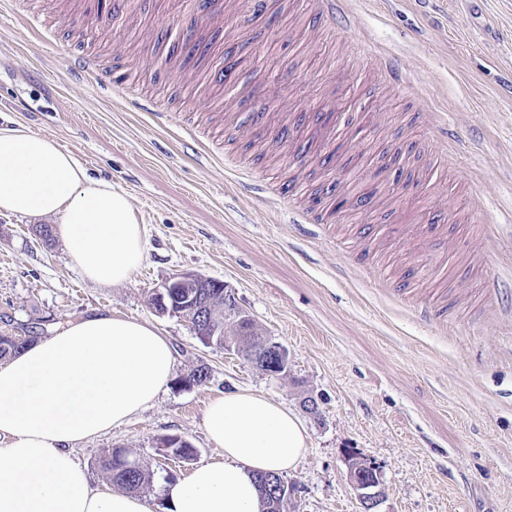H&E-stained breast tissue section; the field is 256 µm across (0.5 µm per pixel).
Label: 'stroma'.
<instances>
[{
  "label": "stroma",
  "instance_id": "35a3bbf8",
  "mask_svg": "<svg viewBox=\"0 0 512 512\" xmlns=\"http://www.w3.org/2000/svg\"><path fill=\"white\" fill-rule=\"evenodd\" d=\"M73 2L0 0V124L53 137L124 190L147 256L125 284L97 285L59 237L41 236L56 218L0 215V332L37 323L49 334L107 313L150 322L175 354V380L154 403L81 444L92 481L108 483L101 458L126 449L154 472L141 498L164 512L168 484L221 458L207 403L244 388L308 430L285 512H360L353 457L380 472L376 512H512V264L482 232L512 214V0H348L349 26L333 36L302 0H271L259 17L224 0L223 22L190 42L168 22L188 0H129L92 38ZM367 42L379 55L363 53ZM384 53L398 59L397 81ZM229 56L234 83H215ZM73 57L107 81L70 74ZM116 80L168 124L114 99ZM257 80L259 107L244 94ZM287 181L314 210L335 182L344 205L299 223ZM184 273L222 281L287 348V371L268 375L158 314L153 292ZM425 305L429 323L417 316ZM201 364L205 384L179 385ZM165 435L188 440L194 461L159 456Z\"/></svg>",
  "mask_w": 512,
  "mask_h": 512
}]
</instances>
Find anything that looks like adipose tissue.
<instances>
[{
  "instance_id": "adipose-tissue-1",
  "label": "adipose tissue",
  "mask_w": 512,
  "mask_h": 512,
  "mask_svg": "<svg viewBox=\"0 0 512 512\" xmlns=\"http://www.w3.org/2000/svg\"><path fill=\"white\" fill-rule=\"evenodd\" d=\"M0 213L59 217L84 277L129 280L147 230L126 193L93 178L55 139L0 126ZM169 339L149 322L97 314L68 323L0 364V512H149L140 497L93 485L78 444L150 406L170 383ZM222 460L171 484L166 512H259L257 472L294 470L309 447L300 418L251 389L212 398L204 413Z\"/></svg>"
}]
</instances>
